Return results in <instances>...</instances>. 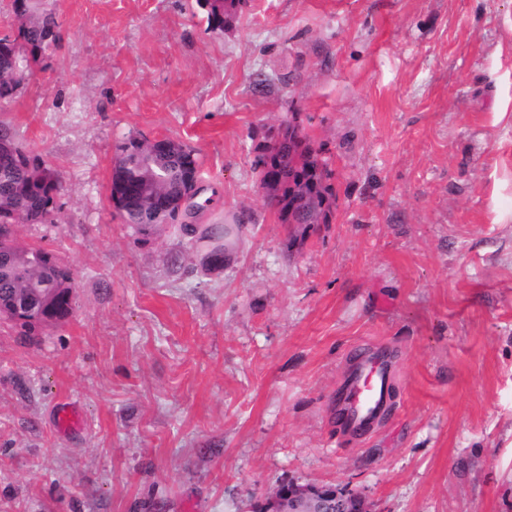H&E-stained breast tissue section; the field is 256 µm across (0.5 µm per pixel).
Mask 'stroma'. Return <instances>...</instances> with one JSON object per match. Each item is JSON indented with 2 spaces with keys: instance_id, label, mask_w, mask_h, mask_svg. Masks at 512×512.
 Wrapping results in <instances>:
<instances>
[{
  "instance_id": "1",
  "label": "stroma",
  "mask_w": 512,
  "mask_h": 512,
  "mask_svg": "<svg viewBox=\"0 0 512 512\" xmlns=\"http://www.w3.org/2000/svg\"><path fill=\"white\" fill-rule=\"evenodd\" d=\"M60 39L7 100L56 168L14 226L72 274L66 322L0 320V512H254L283 483L372 512H512V0H54ZM322 152L327 224L264 204L258 147ZM198 161L200 224L240 218L223 271L109 201L117 147ZM395 363L367 432L336 402ZM77 418L60 422L62 412ZM198 3L206 11L208 27L212 29H223L224 23L246 6V0H198Z\"/></svg>"
}]
</instances>
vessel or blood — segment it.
I'll return each mask as SVG.
<instances>
[{"mask_svg":"<svg viewBox=\"0 0 512 512\" xmlns=\"http://www.w3.org/2000/svg\"><path fill=\"white\" fill-rule=\"evenodd\" d=\"M394 365L390 354L362 355L347 376L342 410L354 429L371 426L384 412L393 384Z\"/></svg>","mask_w":512,"mask_h":512,"instance_id":"obj_1","label":"vessel or blood"}]
</instances>
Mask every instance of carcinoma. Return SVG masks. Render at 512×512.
<instances>
[{"label":"carcinoma","mask_w":512,"mask_h":512,"mask_svg":"<svg viewBox=\"0 0 512 512\" xmlns=\"http://www.w3.org/2000/svg\"><path fill=\"white\" fill-rule=\"evenodd\" d=\"M206 11L208 27L224 28V23L245 7L243 0H198ZM18 34L0 38V99L12 96L21 85L17 69L32 74V67L54 46L59 36V22L49 0H14ZM0 137L9 139L12 155L0 156V295L23 296L30 288H70L71 273L51 253L40 247L21 248L11 239L10 225L23 216L41 222L43 215L54 210L56 197L62 190L59 172L45 162L27 155L17 141L15 129L0 121ZM164 151L158 153L146 139L132 137L117 147L112 173L110 198L119 218L147 234L154 227L165 225L189 238L190 247L200 256L201 268L209 271L215 262L232 250L244 223L178 224V213L185 215L203 209L192 202L190 194L184 204V174L197 167L191 150L182 143L166 139ZM299 172L314 186V195L325 223H330L333 196L327 184L329 172L325 162L311 158L309 148L301 151ZM290 185L283 181L279 199H267L265 205L278 219H283L281 203L288 198ZM37 307L45 305L55 312L56 322H63L72 313V297L63 292L44 299H34Z\"/></svg>","instance_id":"carcinoma-1"}]
</instances>
